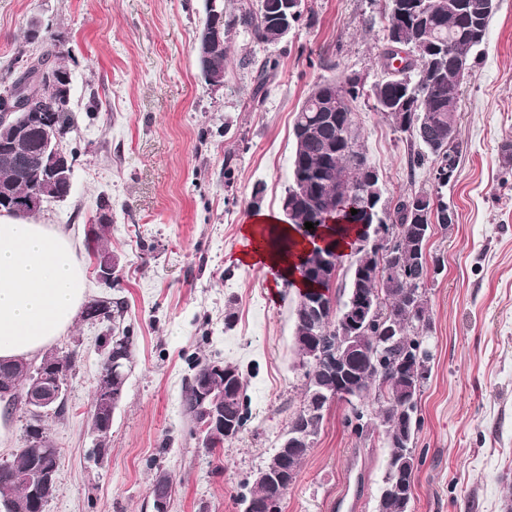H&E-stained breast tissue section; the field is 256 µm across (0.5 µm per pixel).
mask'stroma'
<instances>
[{
	"label": "stroma",
	"mask_w": 512,
	"mask_h": 512,
	"mask_svg": "<svg viewBox=\"0 0 512 512\" xmlns=\"http://www.w3.org/2000/svg\"><path fill=\"white\" fill-rule=\"evenodd\" d=\"M204 0H0V78L18 49L57 47L72 73L76 154L71 192L39 220L84 241L107 219L105 244L119 277L88 279V295L121 299L119 323L76 321L52 345L74 358L65 411L45 422L60 452V481L45 512H151L157 471L174 479L170 512H242L249 490L303 401L293 346L297 291L235 261L243 224L260 203L274 213L289 183L294 116L313 85L382 79L384 0H304L303 17L277 44L237 28L224 85L200 77L194 42ZM264 102L253 107L265 58ZM352 110L384 195L423 190L455 214L429 241L443 272L427 290L433 358L417 400L424 462L412 512H505L512 496V0H498L477 64L461 83L457 150L448 185L364 100ZM111 209L101 213V198ZM233 324H226V314ZM134 347L106 440L92 430L93 399L114 325ZM236 364L251 399L245 430L216 453L199 444L183 409L196 358ZM347 407L330 405L282 512H376L387 463L379 433L360 438ZM106 451L93 458L97 445Z\"/></svg>",
	"instance_id": "35a3bbf8"
}]
</instances>
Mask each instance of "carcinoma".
I'll use <instances>...</instances> for the list:
<instances>
[{
    "label": "carcinoma",
    "mask_w": 512,
    "mask_h": 512,
    "mask_svg": "<svg viewBox=\"0 0 512 512\" xmlns=\"http://www.w3.org/2000/svg\"><path fill=\"white\" fill-rule=\"evenodd\" d=\"M260 0H242L237 11H228L225 16L216 18L205 6L204 25L218 23L222 36L230 40L232 32L239 26L250 32L258 43L276 44L277 21L261 13ZM497 8V0H434L429 11L422 15H412L402 19L394 9L393 0H386L384 11L388 16V25L384 39L386 47L380 55L381 66L388 77L373 84L370 88L360 86L351 79L335 81L336 97L340 98V107L332 111L334 123L325 121L324 112L310 105L316 90H311L295 114L294 124L312 123L318 126V133L293 147L290 174L305 169L317 174L318 183L302 199L290 202L289 184L281 198L280 210L283 221L291 224L295 221H311L330 204V199L340 198L365 183L369 170L374 165L369 160L362 144L353 102L367 98L373 100L374 109L381 113L393 125L396 131L409 137L417 146L411 156V166H420L429 160L433 164V175L438 184L445 186L448 179V150L444 149L448 140V125L459 128V113L456 99L459 82L455 74V60L448 56V44L461 42L470 44L467 63L473 65L479 58V48L485 42L490 19ZM424 34L432 36L438 43V49L431 55L420 52L409 53L405 65L396 69L392 60L398 53L392 51L391 40L398 36L410 45L416 44ZM64 54L46 52L37 59L18 55L12 63L15 77L8 82L3 95H11L18 89L22 79L35 75L41 82H56L66 85L70 71L63 62ZM50 120L59 137L63 138L73 127L69 102L64 101L51 111ZM43 186L48 197H57L66 193L65 181L45 183L38 170L32 168L18 172L0 165V189H5L9 197L27 195L33 188ZM421 195L426 198L425 206L415 211L408 202ZM433 196L427 192L414 191L401 197L393 208L386 209L383 224L385 232L393 244L397 258L401 263L403 275L398 288H389L385 281L387 264L381 265V259L358 258L360 268L350 278L348 292L358 288L369 294L381 297L376 316L361 328L357 342L358 351L351 354L347 362V371L341 378H331L318 368H309V349L303 339L310 336V330L300 313L294 314L293 339L296 354L304 372V395H309L312 384L325 387L351 385L357 387L362 396L371 392L378 393L377 410L374 416H368L367 409L359 406L350 412L345 423L358 436L365 428L372 427L386 437L389 448L384 486L377 504V512H408V492L412 488V477L419 459L410 454L409 449L416 447L415 436L420 428L417 417V396L419 390L412 389L409 372L418 360L431 361V351L425 343V334L429 329L430 318L426 315L427 299L420 305L414 304L410 289L419 287L426 269L423 255L424 240L431 237L434 226L448 230V205L441 202L432 204ZM371 219L367 208L357 209V214L339 216L342 223L331 228L332 235L344 238L350 231V225L363 219ZM89 255H109L104 244L103 229L91 228L88 240ZM123 302H109L93 299L85 304L84 315L91 320L101 314L121 317ZM389 324L399 328L397 341L384 354L379 356L375 343L385 335ZM133 339L125 333L112 337L107 354L120 359L129 366L132 357ZM224 366L232 372L234 390L232 400L224 402V424L229 434L216 443L208 445L211 453L224 447V442L234 439L250 420L247 383L238 366L226 362ZM33 365L29 369L24 359L14 361L0 360V389L8 392L1 395L5 410H12L18 403L25 404V394L37 375ZM308 399H303L300 409L288 422V429L304 426L311 431V442H316L324 414L311 415L307 408ZM199 398L196 383L186 389L183 407L192 420L199 418ZM93 416L99 435L107 437L112 427L109 411L101 407L99 399H94ZM370 421H365V417ZM45 417L28 416L26 425V447L13 455L5 466L0 465V501L11 500L29 503L33 497L34 485L27 477L35 475L45 461L48 451L59 453L56 448H47L35 444L45 433ZM310 452L308 448H299L288 459V471L282 481H253L248 493L241 495V502L249 499L265 500L273 497L285 498L295 483L301 465Z\"/></svg>",
    "instance_id": "obj_1"
}]
</instances>
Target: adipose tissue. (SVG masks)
I'll return each mask as SVG.
<instances>
[{
	"instance_id": "adipose-tissue-1",
	"label": "adipose tissue",
	"mask_w": 512,
	"mask_h": 512,
	"mask_svg": "<svg viewBox=\"0 0 512 512\" xmlns=\"http://www.w3.org/2000/svg\"><path fill=\"white\" fill-rule=\"evenodd\" d=\"M238 264L294 276L306 245L294 229L264 214L241 231ZM87 298V270L58 225L0 215V359L26 358L51 345L75 322Z\"/></svg>"
}]
</instances>
